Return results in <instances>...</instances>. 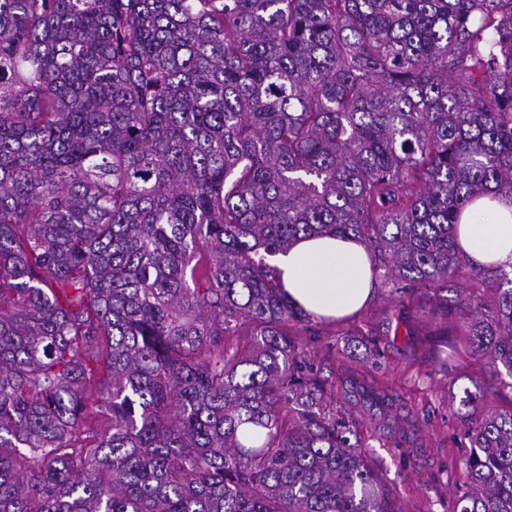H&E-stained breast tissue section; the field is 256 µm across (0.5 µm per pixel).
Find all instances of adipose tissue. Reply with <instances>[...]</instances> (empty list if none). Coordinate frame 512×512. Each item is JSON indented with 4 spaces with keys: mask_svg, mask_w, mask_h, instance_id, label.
I'll use <instances>...</instances> for the list:
<instances>
[{
    "mask_svg": "<svg viewBox=\"0 0 512 512\" xmlns=\"http://www.w3.org/2000/svg\"><path fill=\"white\" fill-rule=\"evenodd\" d=\"M457 240L474 266L512 270V199L477 198L462 214ZM274 264L287 298L320 320L353 317L373 295L370 257L356 239L306 237Z\"/></svg>",
    "mask_w": 512,
    "mask_h": 512,
    "instance_id": "ef3b65f1",
    "label": "adipose tissue"
}]
</instances>
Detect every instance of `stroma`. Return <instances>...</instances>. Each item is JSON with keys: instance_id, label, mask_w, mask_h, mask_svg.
<instances>
[{"instance_id": "1", "label": "stroma", "mask_w": 512, "mask_h": 512, "mask_svg": "<svg viewBox=\"0 0 512 512\" xmlns=\"http://www.w3.org/2000/svg\"><path fill=\"white\" fill-rule=\"evenodd\" d=\"M457 325L454 317L434 321L417 306L400 307L380 285L359 317L298 328L409 512H450L454 501L453 469L466 452L457 430L461 400L481 376L464 354L451 369L441 365L434 333Z\"/></svg>"}]
</instances>
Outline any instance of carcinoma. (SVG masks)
I'll use <instances>...</instances> for the list:
<instances>
[{
  "instance_id": "carcinoma-1",
  "label": "carcinoma",
  "mask_w": 512,
  "mask_h": 512,
  "mask_svg": "<svg viewBox=\"0 0 512 512\" xmlns=\"http://www.w3.org/2000/svg\"><path fill=\"white\" fill-rule=\"evenodd\" d=\"M486 193L512 0H0V512H407L294 332L302 234L460 310L454 512H512V271L454 285Z\"/></svg>"
}]
</instances>
